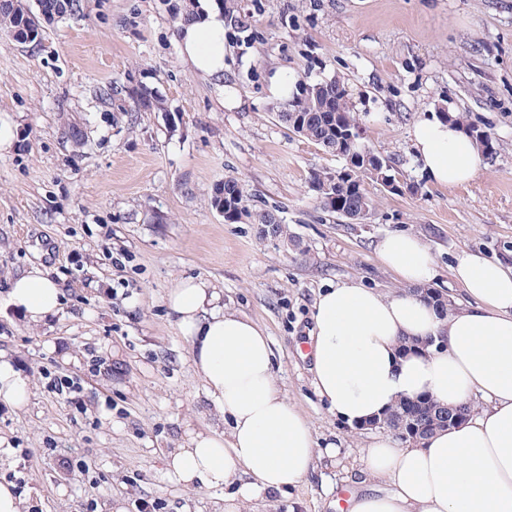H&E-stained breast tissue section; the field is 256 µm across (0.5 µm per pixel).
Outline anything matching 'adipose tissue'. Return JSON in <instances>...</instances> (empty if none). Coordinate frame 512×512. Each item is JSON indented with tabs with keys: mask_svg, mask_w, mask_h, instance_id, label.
Instances as JSON below:
<instances>
[{
	"mask_svg": "<svg viewBox=\"0 0 512 512\" xmlns=\"http://www.w3.org/2000/svg\"><path fill=\"white\" fill-rule=\"evenodd\" d=\"M180 56L219 86L222 104L238 97L224 84V12L195 0L178 26ZM423 169L438 185L475 179L479 145L456 125L426 118L412 129ZM383 264L408 289L383 294L344 282L320 294L309 335L312 383L329 411L352 428L378 421L401 400L426 397L471 406L466 420L422 440L378 436L362 459L368 482L349 512H512V266L462 252L453 267L468 303L439 314L414 286L434 276L426 244L393 232L376 245ZM210 282L185 278L167 296L190 344V358L225 428L190 429L169 453L167 474L186 487H232L224 512H242L261 494L300 485L319 447L307 420L279 391L268 336L249 318L225 312ZM7 304L37 326L62 307L58 283L42 266L13 279ZM385 480L389 489L376 488Z\"/></svg>",
	"mask_w": 512,
	"mask_h": 512,
	"instance_id": "1",
	"label": "adipose tissue"
}]
</instances>
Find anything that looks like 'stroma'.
<instances>
[{"label": "stroma", "instance_id": "35a3bbf8", "mask_svg": "<svg viewBox=\"0 0 512 512\" xmlns=\"http://www.w3.org/2000/svg\"><path fill=\"white\" fill-rule=\"evenodd\" d=\"M191 0H81L45 24L38 42L0 38V115L19 126L0 155V352L31 386L19 406L0 402V482L26 512H223L224 492L186 488L166 474L185 423H214L189 345L167 295L200 277L224 291L226 311L270 337L276 384L319 445H341L291 498L258 499L250 512H348L360 458L379 429L336 420L311 386L308 336L320 291L350 280L400 291L375 245L406 232L428 246L430 286L458 302L457 255L512 263V0H224L220 103L180 58L177 25ZM338 79L361 125L360 143L414 185L393 193L373 179L363 223L326 208L316 175L343 159L280 121L274 78ZM117 87L104 96L103 88ZM148 88L162 110L141 112ZM463 114L496 151L476 179L448 188L421 170L411 130L427 117ZM236 177L251 212H275L287 235L245 219L229 224L212 203ZM42 265L63 310L27 325L3 305L14 275ZM81 385L80 404L50 388Z\"/></svg>", "mask_w": 512, "mask_h": 512}]
</instances>
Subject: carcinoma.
<instances>
[{"label": "carcinoma", "mask_w": 512, "mask_h": 512, "mask_svg": "<svg viewBox=\"0 0 512 512\" xmlns=\"http://www.w3.org/2000/svg\"><path fill=\"white\" fill-rule=\"evenodd\" d=\"M23 9L14 4V0H0V28L6 31L13 27L15 16ZM136 108L143 112H153L161 109L160 101L151 92L141 89L132 96ZM298 112L307 117V122L298 134L320 145L323 149L336 146L342 137L340 130L358 122L355 112L349 106L346 90L341 88L337 80L322 81L315 84L300 83L286 102L284 110L278 117L283 123H288V115ZM224 221L238 223L244 218L252 217L248 211L244 194L239 180L235 177L224 178ZM336 200L325 202L332 211L340 214L345 210L371 207L372 200L365 189L353 182L343 180L336 186ZM260 223L267 224V234L279 238L286 234L282 221L272 212L261 214Z\"/></svg>", "instance_id": "obj_1"}]
</instances>
